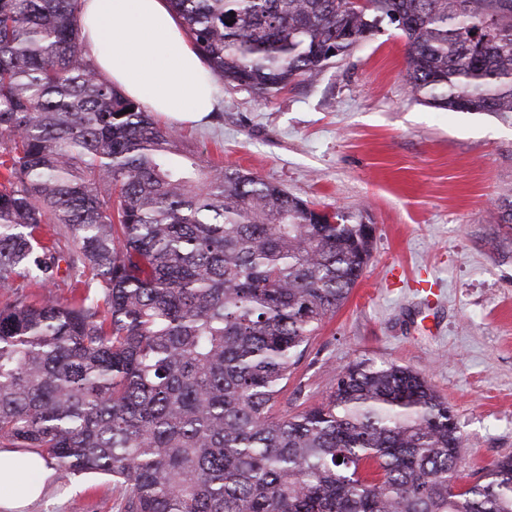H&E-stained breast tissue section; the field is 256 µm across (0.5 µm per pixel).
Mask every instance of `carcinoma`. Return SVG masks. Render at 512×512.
<instances>
[{
    "label": "carcinoma",
    "instance_id": "1",
    "mask_svg": "<svg viewBox=\"0 0 512 512\" xmlns=\"http://www.w3.org/2000/svg\"><path fill=\"white\" fill-rule=\"evenodd\" d=\"M80 2L0 0V448L112 477L121 512H512L510 457L453 484L457 422L409 367L351 363L279 412L373 236L187 149L88 63ZM169 3L259 98L386 21L416 99L512 112V0Z\"/></svg>",
    "mask_w": 512,
    "mask_h": 512
}]
</instances>
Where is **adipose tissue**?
I'll list each match as a JSON object with an SVG mask.
<instances>
[{
    "mask_svg": "<svg viewBox=\"0 0 512 512\" xmlns=\"http://www.w3.org/2000/svg\"><path fill=\"white\" fill-rule=\"evenodd\" d=\"M77 23L98 73L158 117L201 122L221 102L222 86L179 30L166 0H81ZM52 476L33 453L0 448V512L38 499Z\"/></svg>",
    "mask_w": 512,
    "mask_h": 512,
    "instance_id": "adipose-tissue-1",
    "label": "adipose tissue"
}]
</instances>
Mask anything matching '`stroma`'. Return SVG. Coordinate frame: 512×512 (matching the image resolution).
<instances>
[{
    "label": "stroma",
    "instance_id": "1",
    "mask_svg": "<svg viewBox=\"0 0 512 512\" xmlns=\"http://www.w3.org/2000/svg\"><path fill=\"white\" fill-rule=\"evenodd\" d=\"M184 141L213 162L284 186L375 227L370 261L315 336L281 410L319 402L342 366L368 359L424 373L462 437L456 485L512 457V113L446 112L406 85L391 27L315 81L268 100L224 84ZM106 476L51 480L23 512H119Z\"/></svg>",
    "mask_w": 512,
    "mask_h": 512
}]
</instances>
